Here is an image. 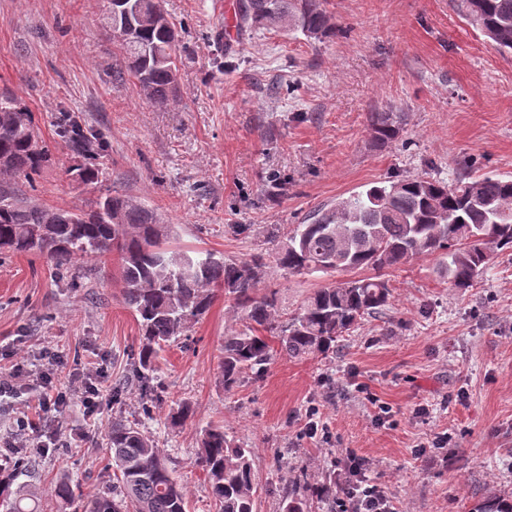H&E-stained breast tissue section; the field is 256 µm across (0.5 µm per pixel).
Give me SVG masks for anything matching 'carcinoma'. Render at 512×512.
Listing matches in <instances>:
<instances>
[{
	"mask_svg": "<svg viewBox=\"0 0 512 512\" xmlns=\"http://www.w3.org/2000/svg\"><path fill=\"white\" fill-rule=\"evenodd\" d=\"M324 0H242L240 23L285 28L309 39L336 33ZM464 15L497 49L512 53V0H461ZM109 31L126 30L120 39L124 66L147 102L164 105L177 82L180 35L168 19L164 0H108ZM374 141L387 146L403 132V113H370ZM59 137L81 158L69 169L76 180L98 182L102 141L76 117L66 113ZM55 161L40 139L33 113L18 99L0 95V173L29 182ZM172 228L149 209L120 194L102 195L95 209H50L18 199L0 186V259L18 253L37 254L65 277L78 259L120 255L123 299L139 327L138 351L130 376L112 388L120 403L128 387L142 396L147 413L154 403L153 374L159 352L187 336L208 312L215 292L246 311L242 328L224 337L220 372L224 390L238 386L243 374L259 375L279 351L294 358L326 355L339 337L367 316L383 311L391 296L385 271L417 257L444 259L453 288L474 286L491 257L482 246L512 251V179L463 173L448 183L430 176L376 183L319 211L299 224L275 255L288 274H334L372 270L374 274L336 281L308 296L287 320L279 319L276 295L256 297L265 263L257 256L235 261L204 250L172 248ZM193 408L182 403L168 414L172 428L182 426ZM116 485L90 498L67 478L54 488L59 507L80 512H188V495L172 476L163 451L143 427L123 416L112 418L107 432ZM49 449L6 448L0 456V504L7 512H33L14 487L18 474L36 475ZM198 463L205 472L217 512H254L256 477L252 449L229 437L224 427L204 430ZM336 499V473L295 475L282 512H305L306 497ZM474 512H512V497L492 496Z\"/></svg>",
	"mask_w": 512,
	"mask_h": 512,
	"instance_id": "carcinoma-1",
	"label": "carcinoma"
}]
</instances>
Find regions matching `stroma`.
<instances>
[{
	"label": "stroma",
	"instance_id": "1",
	"mask_svg": "<svg viewBox=\"0 0 512 512\" xmlns=\"http://www.w3.org/2000/svg\"><path fill=\"white\" fill-rule=\"evenodd\" d=\"M107 0H0V93L25 103L55 162L34 183L10 182L24 199L90 209L107 191L145 205L175 227V246L247 260L263 255L259 294L294 312L318 274L280 270L274 252L316 210L374 183L463 172L512 177V54L499 52L458 11V0H325L341 26L321 40L277 29L224 40V0H165L183 40L167 105L149 104L134 80L116 81L120 50L106 31ZM102 133L101 183L69 173L78 157L57 135L61 112ZM373 112L405 115L400 139L375 145ZM435 257L389 271V306L340 338L334 353L274 354L258 376L225 390L224 337L245 311L216 296L192 342L159 354L158 400L141 410L128 390L123 412L139 419L188 492L190 512H215L197 463L201 432L223 422L254 450L257 512H282L298 468L330 470L354 452L400 512H473L491 494L512 493V251L493 256L476 286L450 287ZM118 260H80L73 284L45 259L0 262V371L51 349L68 368L101 367L97 413L80 399L44 417L29 396L0 400V438L28 411L30 445L54 433L36 476L39 512H51L60 476L84 494L108 481L106 431L112 384L131 370L138 327L122 300ZM193 416L171 428L168 412ZM324 435L308 437L309 407ZM449 447L430 448L435 434ZM425 453H418V445Z\"/></svg>",
	"mask_w": 512,
	"mask_h": 512
}]
</instances>
